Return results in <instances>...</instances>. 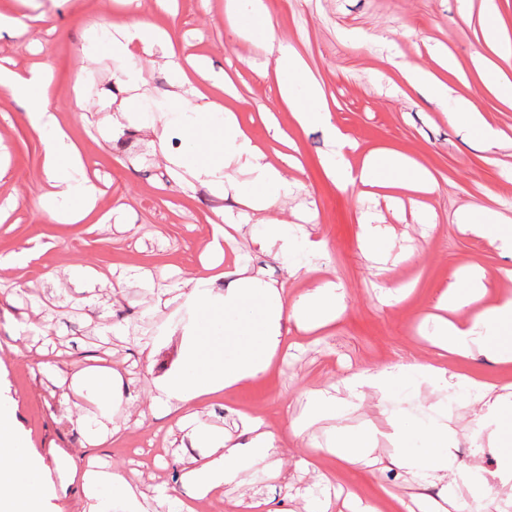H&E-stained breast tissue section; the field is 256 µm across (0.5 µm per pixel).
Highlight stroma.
<instances>
[{
	"label": "stroma",
	"instance_id": "obj_1",
	"mask_svg": "<svg viewBox=\"0 0 512 512\" xmlns=\"http://www.w3.org/2000/svg\"><path fill=\"white\" fill-rule=\"evenodd\" d=\"M226 2L177 0L169 15L144 0L141 9L171 34L183 56L205 59L232 78L235 95L224 104L273 165L285 167L287 155L298 160V167L286 169L302 191L267 217L297 224L316 213L308 229L327 248L315 271L290 281L273 254L253 245L262 227L249 209L232 196L177 180L171 160L185 151L184 133L167 123L175 74L160 51L90 60L93 38L126 20L120 0H0V11L40 20L28 35L0 39V62L16 70L50 66L52 110L81 146L108 215L103 223L92 214L65 224L39 211L40 197L52 189L43 145L21 120L24 103L0 89V395L8 398L28 448L44 460L45 512H82L80 484L60 488L64 473L52 454L56 448L68 452L77 471L87 469L95 454L129 477L136 492H164L188 504L196 499L183 480L179 415L154 404L158 385L181 369V326L188 315L156 300L175 294L186 278L206 275L213 237L207 218L221 207L239 226L224 244L223 266L241 262L264 280L286 281L292 296L325 281L345 291V312L336 323L315 333L290 327L288 347L272 372L207 396L197 408L199 420L213 428L235 432L241 411L282 435L280 463L250 476L260 499L273 512H307L313 497L326 500L327 512H350L345 492L351 489L378 512H400L399 502L415 504L418 490L389 463L396 447L389 418L400 412L424 420L438 413L455 433L454 453L463 466L455 498L442 512H456L461 502L468 512H512V479L496 477L501 454L512 451V431L495 432L474 420L473 407L442 386L425 385L413 395L369 391L357 405L313 419L304 397L336 390L352 373L407 359L483 377L499 393L512 386V363H494L479 350L468 358L437 350L423 325L453 272H484L489 302L512 290V281L498 276L500 268L512 267V258L458 225L462 208L473 203L512 220V107L486 94L482 82L488 68L512 74V57L487 52L468 27V19H479L483 0H268L277 36L305 61L328 97L334 123L357 142L351 163L372 151L396 150L434 175L439 190L419 209L397 207L368 186L337 188L324 173L329 145L321 127H299L290 112L279 111L275 117L289 141L272 137L265 111L275 99L274 64L261 40L236 37ZM443 51L455 60L453 72L442 70ZM397 60L442 73L457 95L478 98L488 123L505 136L497 164L485 162L478 143L449 124L442 107L406 85L393 66ZM133 68L141 79L130 86L124 78ZM126 100L133 101V114L113 131L116 104ZM364 211L385 230L372 255L358 240ZM23 250L32 255L28 264L10 265ZM379 256L387 260L386 278L411 288L398 304L381 299ZM76 267L94 272L91 288L72 282ZM95 367L116 369L132 399L114 415L121 432L92 447L68 421L89 408L87 396L62 398L57 383ZM299 420L306 429L298 440L288 427ZM339 428L378 430L371 465L349 471L319 453ZM491 479L499 490L493 504L472 492L474 484Z\"/></svg>",
	"mask_w": 512,
	"mask_h": 512
}]
</instances>
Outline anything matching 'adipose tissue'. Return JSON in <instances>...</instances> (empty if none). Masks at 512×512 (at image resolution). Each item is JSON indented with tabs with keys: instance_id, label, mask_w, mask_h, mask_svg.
Masks as SVG:
<instances>
[{
	"instance_id": "1",
	"label": "adipose tissue",
	"mask_w": 512,
	"mask_h": 512,
	"mask_svg": "<svg viewBox=\"0 0 512 512\" xmlns=\"http://www.w3.org/2000/svg\"><path fill=\"white\" fill-rule=\"evenodd\" d=\"M249 21L235 27L238 36L262 37L267 54L275 61L277 97L288 107L298 125L323 127L331 146L324 168L338 187L355 188L377 185L400 189L409 194H433L439 185L427 169L410 156L381 150L365 157L360 166H352L347 154L353 148L350 138L332 121L328 100L318 83L308 78L307 67L273 27L265 0H249ZM115 56H130L134 51L160 48L175 70L179 84L190 78L180 63L175 43L148 17L134 14L120 26L117 35L105 43ZM399 71L412 88L422 89L437 104L447 106L449 121H462L466 133H478L486 162H494L500 134L485 120L477 102L457 96L448 84L425 69L400 66ZM51 70L38 64L17 72L0 67V88L26 103L23 120L37 132L44 145V169L54 190L40 200V207L59 214L74 224L84 220L96 206V188L85 174V161L79 145L64 131L48 105ZM195 103L177 105L175 123L185 133L201 135L212 142L206 153H191L187 172L200 185L214 189L233 186L232 169L247 171L248 188H235L239 202L249 207L264 233L256 237L260 249L280 258L287 277L309 273L300 253L310 255L326 250V243L313 239L302 224H273L265 214L293 192L282 171L265 160L252 135L226 111L223 101L214 95L197 92ZM461 221L474 236L496 237L503 253L512 257V232H503L499 216L474 205L461 214ZM478 273L455 272L448 287L437 299L438 309L448 318L436 319L432 341L449 354L466 357L473 348L488 352L500 364L512 362V293H504L490 305H483L485 293ZM216 277L188 278L176 299L192 313L189 337L184 350L185 368L162 387L158 404L170 411L182 412V426L190 447L204 449L203 457L183 460V476L193 484L199 496H217L225 487H243L244 475L257 466H272L282 443L281 435L267 429L263 421L241 415V440L212 435L199 429L194 414L187 408L200 397L253 382L267 374L282 351L286 338L283 319H290L305 330L324 328L344 311L343 289L326 283L305 293L289 296L284 284L263 281L239 266L231 273L223 291H215ZM80 388L92 393L97 408L78 411L74 423L84 429L91 444H100L119 434L112 418L114 404L124 398L123 381L113 370H87L75 376ZM440 383L478 408L480 421L502 425L512 418V395L496 396L488 384L476 379H461L447 369L417 360L400 362L378 372L362 371L343 382L342 395L327 391L309 393L310 412L322 415L336 411L340 404H353L365 390L388 393L392 388L418 390L422 385ZM393 436L398 443L393 465L403 468L422 487L442 486L451 490L460 475V466L451 451L453 432L438 419L417 423L403 415L391 417ZM424 434L422 447L411 444L414 431ZM376 440L372 430L334 432L326 448L347 469L366 463ZM81 486L94 503L89 512H109L113 499H134L131 481L106 470L103 463L85 470ZM44 484L42 462L26 448L18 432L9 404L0 400V512H43Z\"/></svg>"
}]
</instances>
